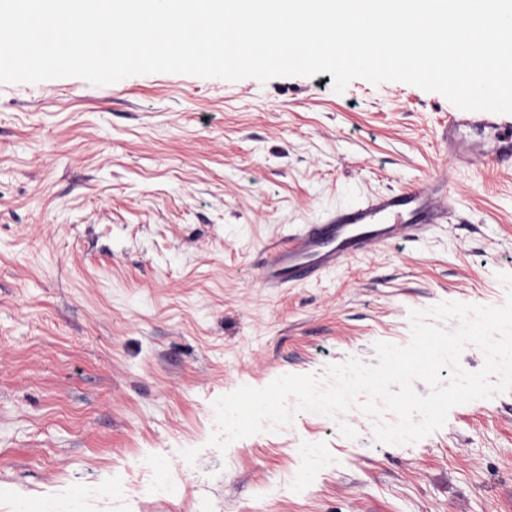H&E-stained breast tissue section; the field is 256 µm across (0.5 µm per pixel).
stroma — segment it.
I'll return each instance as SVG.
<instances>
[{
	"mask_svg": "<svg viewBox=\"0 0 512 512\" xmlns=\"http://www.w3.org/2000/svg\"><path fill=\"white\" fill-rule=\"evenodd\" d=\"M441 94L333 76L0 84V512H512V391L411 445L304 412L210 446L213 402L374 362L409 313L504 304L512 167L454 165ZM448 175L420 240L283 288L266 247Z\"/></svg>",
	"mask_w": 512,
	"mask_h": 512,
	"instance_id": "obj_1",
	"label": "stroma"
}]
</instances>
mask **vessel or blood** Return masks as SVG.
I'll list each match as a JSON object with an SVG mask.
<instances>
[{
  "label": "vessel or blood",
  "mask_w": 512,
  "mask_h": 512,
  "mask_svg": "<svg viewBox=\"0 0 512 512\" xmlns=\"http://www.w3.org/2000/svg\"><path fill=\"white\" fill-rule=\"evenodd\" d=\"M488 127L496 135L494 156L512 162V123H502L492 112H452L448 115V151L461 165L483 157L480 144L464 141L463 129ZM447 180L438 177L400 193H388L336 212L323 224H309L288 243L273 245V255L262 278L272 288L298 279L320 276L364 250L399 238L415 240L451 208Z\"/></svg>",
  "instance_id": "obj_1"
}]
</instances>
